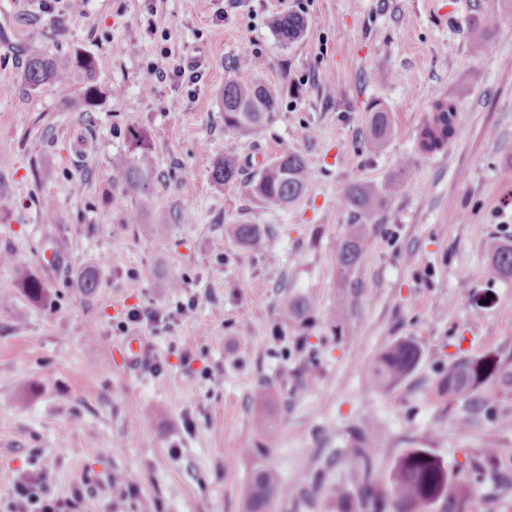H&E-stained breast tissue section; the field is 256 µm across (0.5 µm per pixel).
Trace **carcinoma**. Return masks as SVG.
I'll use <instances>...</instances> for the list:
<instances>
[{
    "instance_id": "carcinoma-1",
    "label": "carcinoma",
    "mask_w": 512,
    "mask_h": 512,
    "mask_svg": "<svg viewBox=\"0 0 512 512\" xmlns=\"http://www.w3.org/2000/svg\"><path fill=\"white\" fill-rule=\"evenodd\" d=\"M497 25V14H485L472 28V35L484 38ZM268 26L278 41L284 45L298 40L305 27V20L292 11L271 16ZM95 68L87 55L73 57L51 52L40 42H33L28 49V64L23 73V83L30 90L51 84L63 98L71 112H86L97 96L96 86L89 84L81 91L73 90L80 78H90ZM224 112V129L247 135L263 126L277 111V90L257 79H230L220 92ZM456 106L439 100L434 105V115L420 132L419 151L422 154L439 152L448 146L456 131ZM392 126L388 112L377 110L369 120L368 136L371 145L381 148L391 137ZM134 149L112 158V185L126 195L145 197L150 194L155 180V169L149 138L140 134L134 138ZM241 172L238 159L226 156L213 165L211 177L217 184L236 180ZM413 168L406 163L401 176L388 182L382 191L369 185L355 184L347 188L344 204L360 215L371 216L384 209L386 203L400 195L411 178ZM311 178L310 169L303 155L292 147L282 146L279 153L250 181V194L269 208H286L296 202L305 191ZM228 236L238 240L245 248L256 251L265 246V237L256 224H230L225 229ZM365 237V225L355 224L348 238L337 247L339 269L345 275L358 264ZM492 274L512 278V242H493L489 246ZM22 287L33 299H41L45 285L37 278L25 274ZM283 316L288 325L298 327L306 318V306L285 303ZM420 350L411 340L398 341L386 348L375 360L373 374L376 384L384 390L392 389L408 375L418 363ZM476 371L466 361L448 365V394L466 393L476 382ZM352 460L361 474V485L356 494L358 512H410V506L427 502L437 483V465L426 455L411 452L405 456L406 476L392 490L383 493L373 482L371 449L363 436L357 438L350 449ZM293 494L278 479L275 470L266 465L256 470L251 478L245 500V512H270L272 504Z\"/></svg>"
}]
</instances>
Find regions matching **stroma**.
I'll use <instances>...</instances> for the list:
<instances>
[{
  "instance_id": "1",
  "label": "stroma",
  "mask_w": 512,
  "mask_h": 512,
  "mask_svg": "<svg viewBox=\"0 0 512 512\" xmlns=\"http://www.w3.org/2000/svg\"><path fill=\"white\" fill-rule=\"evenodd\" d=\"M489 7L499 24L474 40ZM65 10L0 9V252L12 256L0 265V512L39 473L59 497L81 488V512H107L115 472L137 488L119 512H244L263 464L306 492L272 512H334V491L358 490L348 450L362 434L378 488L421 449L443 466L449 497L512 512V279L488 272L486 252L512 238V0H85L59 33ZM283 11L307 22L287 46L266 24ZM32 40L95 57L92 112L68 111L51 85H23ZM246 52L280 94L273 119L240 136L225 131L218 97ZM152 69L169 77L146 92ZM439 98L457 105L456 134L422 155ZM378 107L392 135L375 149ZM135 131L149 135L158 172L144 201L110 181ZM285 143L312 179L273 209L247 185ZM227 154L243 173L219 185L211 171ZM409 161L414 178L374 218L344 205L349 184L383 186ZM180 210L188 222L157 223ZM240 222L261 227L263 250L225 238ZM363 222L361 260L341 277L336 246ZM89 268L100 279L87 295ZM24 271L45 283L44 300L23 291ZM193 295L198 305L179 312ZM290 300L307 303L304 328L283 320ZM145 306L170 323L128 324ZM130 335L147 349L128 371ZM406 339L418 364L379 391L376 357ZM459 359L491 377L452 399L444 380ZM261 412L272 426H258Z\"/></svg>"
}]
</instances>
